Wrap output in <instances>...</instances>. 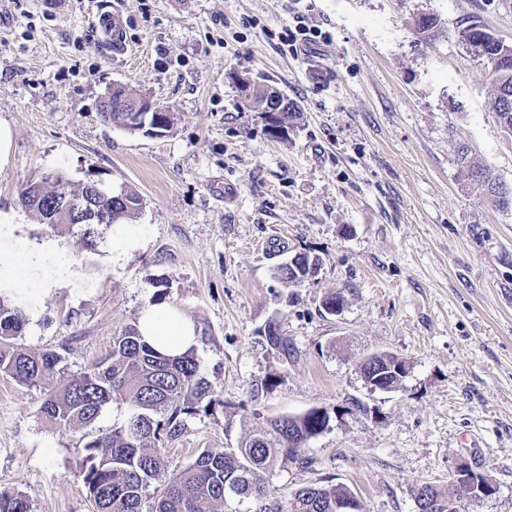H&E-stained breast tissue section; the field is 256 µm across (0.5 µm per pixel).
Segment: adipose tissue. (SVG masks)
<instances>
[{"mask_svg": "<svg viewBox=\"0 0 512 512\" xmlns=\"http://www.w3.org/2000/svg\"><path fill=\"white\" fill-rule=\"evenodd\" d=\"M138 329L149 344L164 354L177 355L197 343L190 319L165 303L147 304L139 315Z\"/></svg>", "mask_w": 512, "mask_h": 512, "instance_id": "1", "label": "adipose tissue"}]
</instances>
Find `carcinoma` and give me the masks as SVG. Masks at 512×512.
I'll list each match as a JSON object with an SVG mask.
<instances>
[{
    "mask_svg": "<svg viewBox=\"0 0 512 512\" xmlns=\"http://www.w3.org/2000/svg\"><path fill=\"white\" fill-rule=\"evenodd\" d=\"M416 33L424 40L445 35L440 20L433 14L413 19ZM461 38L481 46L487 57H503L505 64L487 62V81L493 91L492 105L501 127L512 133V45L495 37L477 20L460 32ZM240 97L261 109L281 112V121L297 116L294 104L270 85L253 83L238 86ZM126 98L122 90L100 105L106 121L124 124ZM457 163L465 180L484 190L493 206L512 211V186L506 200L487 187L486 179L495 178L472 149L462 144L457 149ZM52 191L41 199L21 192V201L49 226L60 224L57 213L65 200L62 193L88 191L87 185L76 189L59 172L43 174ZM141 206L137 192L130 193L128 204L113 206L112 223L98 228L96 224L71 221L67 227L77 229L87 247L94 250L103 242L112 225L132 219ZM304 261L278 269V278L289 288L304 274ZM29 321L22 304L8 289L0 286V374L26 387L44 388L40 412L60 428H95L109 404L124 408L112 430L98 435L85 445L86 454L76 462L83 476L95 512H142L143 493L151 480L166 468L165 454L159 446L161 436L172 440L181 433L182 416H190L219 402L211 385L200 374L194 351L165 357L155 351L140 335L138 326L124 329L114 338L112 354L91 371L68 378L60 367L61 358L53 351L30 353L15 346ZM269 346L283 358L292 351L288 337L279 326L270 323L265 329ZM54 379L55 384H48ZM320 425L313 414L279 416L261 430L253 431L234 448L215 453L202 449L194 461L177 469L161 490L151 512H224L226 496L248 501L246 512H336V501L352 495L343 485H303L287 502L281 504L267 498L260 476L271 472L277 464L294 463L309 468L304 442ZM434 501L443 504L440 512H456L453 504L459 491L451 484L440 488L427 486ZM0 512H29L27 498L20 494H0Z\"/></svg>",
    "mask_w": 512,
    "mask_h": 512,
    "instance_id": "obj_1",
    "label": "carcinoma"
}]
</instances>
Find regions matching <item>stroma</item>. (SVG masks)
Segmentation results:
<instances>
[{
	"label": "stroma",
	"instance_id": "stroma-1",
	"mask_svg": "<svg viewBox=\"0 0 512 512\" xmlns=\"http://www.w3.org/2000/svg\"><path fill=\"white\" fill-rule=\"evenodd\" d=\"M106 11L123 20V48L92 24ZM421 13L446 37L419 40ZM300 18L323 38L294 54L282 36ZM472 19L512 43V0H0V213L16 226L0 253L23 262L11 286L36 317L17 346L81 375L158 294L194 322L200 373L222 398L165 441L147 510L200 450L321 408L331 428L306 447L312 467L262 474L273 500L330 480L363 512H418L416 487L466 463L495 492L461 497L458 512H512V212L457 165L469 145L511 184L512 136L459 37ZM240 75L297 104L287 139L241 100ZM116 84L168 108L172 129L104 122ZM51 170L135 189L144 246L93 253L41 224L19 194ZM48 239L59 252L29 259ZM299 253L320 271L283 287L273 271ZM332 293L344 299L334 315ZM272 321L289 359L266 342ZM378 352L407 363L396 391H371L358 370ZM41 401L0 376V492L25 495L30 512H94L75 462L120 410L108 405L92 432L62 429Z\"/></svg>",
	"mask_w": 512,
	"mask_h": 512
}]
</instances>
